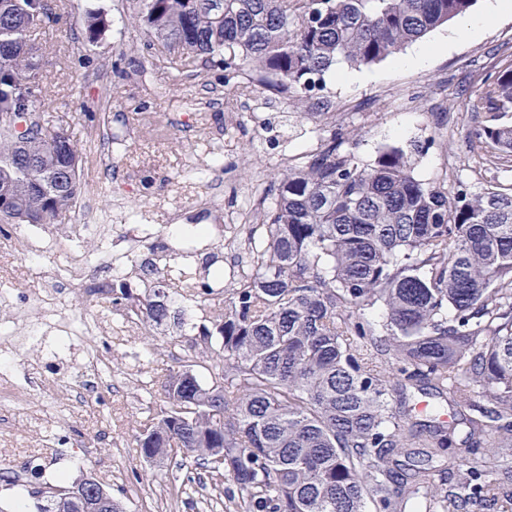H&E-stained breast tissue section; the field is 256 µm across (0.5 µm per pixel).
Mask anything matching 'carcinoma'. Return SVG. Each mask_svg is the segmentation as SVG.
<instances>
[{
	"instance_id": "1",
	"label": "carcinoma",
	"mask_w": 512,
	"mask_h": 512,
	"mask_svg": "<svg viewBox=\"0 0 512 512\" xmlns=\"http://www.w3.org/2000/svg\"><path fill=\"white\" fill-rule=\"evenodd\" d=\"M137 2L172 79L200 60L226 81L251 73L272 94L307 99L336 65L393 58L477 0ZM52 20L49 0H0V189L42 224L81 192L82 151L51 124L27 50ZM105 25L87 11L86 40ZM505 86L509 67L489 85V116L470 143L509 157L512 125L496 118L512 105V94L499 103ZM19 112L32 118L22 140ZM262 225L249 268L201 330L217 345L209 375L169 370L140 455L156 466L190 457L223 475L239 512H512V192L450 197L417 178L399 147L365 164L333 135L281 174ZM97 291L144 326L184 325L170 278L142 296ZM377 304L375 325L365 310ZM408 384L462 412L449 424L413 418L389 395ZM72 492L48 485L31 512H125L114 497L103 507Z\"/></svg>"
}]
</instances>
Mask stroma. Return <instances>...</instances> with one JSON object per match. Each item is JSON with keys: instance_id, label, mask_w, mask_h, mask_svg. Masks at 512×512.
<instances>
[{"instance_id": "obj_1", "label": "stroma", "mask_w": 512, "mask_h": 512, "mask_svg": "<svg viewBox=\"0 0 512 512\" xmlns=\"http://www.w3.org/2000/svg\"><path fill=\"white\" fill-rule=\"evenodd\" d=\"M54 5L56 22L32 34L42 48L40 87L53 125L78 141L84 188L95 191L107 214L104 232L72 244L87 269L59 311L74 322L82 342L107 357L113 389L84 399L79 367L66 368L63 384L32 398L47 421L12 414L0 429V448L18 457L42 455L70 482L93 476L126 512H234L229 502L207 507L195 492L178 494L195 474L191 459L156 467L136 446L140 422L164 407L160 385L169 369L212 364L214 353L199 333L223 295L184 299L183 328L151 330L125 324V306L94 295L93 287L122 281L144 293L150 282L142 269L161 255L194 282L216 269L232 275L249 236H264L256 227L258 208L271 201L283 168L302 163L335 132L354 141L365 163L383 145L402 148L416 177L449 194L462 187L512 188V162H488L469 142L482 119L476 110L481 96L499 70L512 67V14L462 39H451V25L435 29L427 39L444 48L425 66L399 69L388 59L360 69L358 81L331 78L312 99L277 100L258 113L252 86L239 77L225 80L221 68L172 81L158 62V47L132 20L135 0ZM90 9L105 16L107 29L78 54L72 46ZM198 224L208 226L207 238L186 235ZM30 235L45 250L28 264L23 256ZM60 235L51 225L0 222V239L13 240L12 250L0 251V291L13 302L9 309L0 306V320L16 306L40 317L42 280L34 270L65 264L67 253L54 246ZM106 252L126 257L124 274L102 267Z\"/></svg>"}]
</instances>
